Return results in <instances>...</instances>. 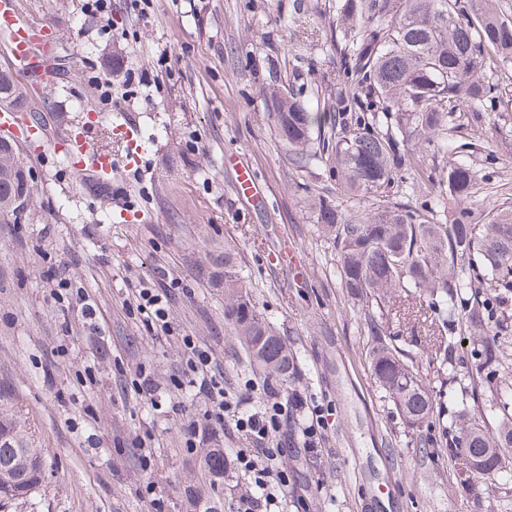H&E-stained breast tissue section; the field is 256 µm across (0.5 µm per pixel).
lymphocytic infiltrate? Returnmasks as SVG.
I'll return each instance as SVG.
<instances>
[{
	"instance_id": "f902f5d3",
	"label": "lymphocytic infiltrate",
	"mask_w": 512,
	"mask_h": 512,
	"mask_svg": "<svg viewBox=\"0 0 512 512\" xmlns=\"http://www.w3.org/2000/svg\"><path fill=\"white\" fill-rule=\"evenodd\" d=\"M182 342L189 352V387L212 405L210 420L223 424L225 418H232L237 431L251 437L255 446L250 452L237 453L235 461L238 471L247 475L250 487L237 500L236 512H272L275 504L271 491L273 484L284 483L285 477L277 466L284 452V444L278 436L279 416L282 408L278 402H266L265 406L252 411H243L242 400H230L224 384L211 372V353L198 345L191 337Z\"/></svg>"
}]
</instances>
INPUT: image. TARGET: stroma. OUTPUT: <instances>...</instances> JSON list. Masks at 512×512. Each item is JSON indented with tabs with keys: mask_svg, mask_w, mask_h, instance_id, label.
<instances>
[{
	"mask_svg": "<svg viewBox=\"0 0 512 512\" xmlns=\"http://www.w3.org/2000/svg\"><path fill=\"white\" fill-rule=\"evenodd\" d=\"M12 2L51 25L65 63L34 103L50 137L22 156L26 218L0 223V386L10 389L0 413L27 417L45 464L38 489L0 500V512H155L157 501L162 512H187L184 490L197 478L184 428L206 426L210 404L181 384L183 337L212 353L226 391L253 406L263 396L224 319L214 272L228 246L245 292L297 353L305 411L320 413V444L305 450L299 414L277 396L288 442L279 512H512V481L482 499L466 492L447 445L421 442L371 375L363 305L342 288L336 246L313 224L311 205L327 196L344 212L370 214L379 202L340 194L327 167L295 169L261 96L274 67L296 87L338 79L319 41L304 51L309 66H295L288 47L302 26L293 0L278 12L266 0L251 12L245 0H149L142 9L112 0L104 19L84 0ZM117 53L121 77L110 67ZM100 78L112 85V113L146 138L141 166L120 170L103 191L62 154L65 134L101 109ZM244 167L258 199L235 193ZM140 288L167 291L172 333L144 326L131 303ZM79 291L95 319L70 303ZM413 305L415 322L385 307L383 332L431 383L437 412L450 416L465 387L492 404L472 336H454L440 359L429 302ZM142 369L154 399L137 391Z\"/></svg>",
	"mask_w": 512,
	"mask_h": 512,
	"instance_id": "35a3bbf8",
	"label": "stroma"
}]
</instances>
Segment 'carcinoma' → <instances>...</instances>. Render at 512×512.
Returning <instances> with one entry per match:
<instances>
[{
    "label": "carcinoma",
    "instance_id": "carcinoma-1",
    "mask_svg": "<svg viewBox=\"0 0 512 512\" xmlns=\"http://www.w3.org/2000/svg\"><path fill=\"white\" fill-rule=\"evenodd\" d=\"M341 20L324 35L338 82L316 90L286 87L270 71L266 111L290 161L301 170L332 164L337 188L360 198L385 193L406 168L424 197L367 217L346 216L317 198L313 219L338 248L337 273L347 294L378 310L394 293L428 294L436 327L453 336L468 318L477 373L495 386L496 402L455 412L449 452L459 481L474 489L512 479V358L487 341L485 329L512 330L504 308L512 291V207H474L492 183H477L474 163L456 144L464 130L480 136L508 121L499 90L500 63L512 60V4L489 0H343ZM422 140L447 156L440 173L405 158L402 147ZM14 145H0V221L14 212L26 185ZM224 318L233 325L252 368L264 382L295 387L299 360L271 323L242 295L232 253L224 251ZM369 368L413 431L431 423L430 383L368 318ZM210 489L224 482V449H203L198 464ZM43 459L29 446L26 418L0 419V498H23L39 486ZM221 498L191 488L189 512H213Z\"/></svg>",
    "mask_w": 512,
    "mask_h": 512
}]
</instances>
